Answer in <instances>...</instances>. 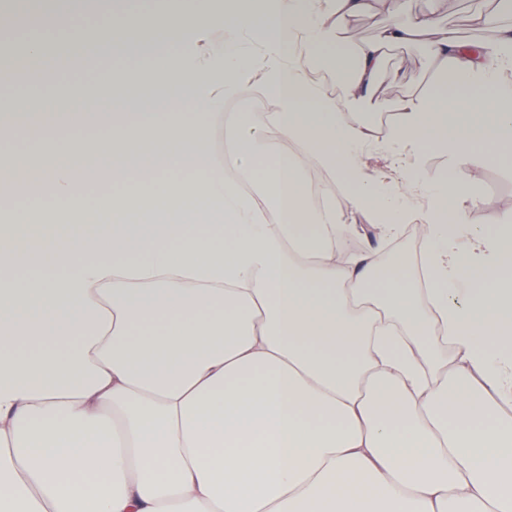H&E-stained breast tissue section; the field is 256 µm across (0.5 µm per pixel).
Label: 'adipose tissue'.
I'll return each mask as SVG.
<instances>
[{
    "label": "adipose tissue",
    "instance_id": "adipose-tissue-1",
    "mask_svg": "<svg viewBox=\"0 0 512 512\" xmlns=\"http://www.w3.org/2000/svg\"><path fill=\"white\" fill-rule=\"evenodd\" d=\"M235 2L216 41L163 0L181 47L149 79L162 115L116 112L60 139L33 97L0 98L29 118L0 124L1 142L109 155L114 186L108 220L84 229L0 223V259L23 272L0 281V512H512V221L469 225L479 198L457 178L460 162L512 155V25L481 45L441 26L442 0H268L270 25L253 29L257 0ZM373 10L389 24L349 46L347 25ZM394 44L425 47L435 80L394 103L383 140L450 161L398 195L363 170L374 128L347 118ZM347 53L343 95L328 96L309 71ZM256 69L276 111L225 124ZM106 85L148 95L122 67ZM310 169L347 183L386 235L425 192L414 277L341 255L346 227L310 203ZM25 177L90 214L76 185L95 169ZM159 208L170 223H149Z\"/></svg>",
    "mask_w": 512,
    "mask_h": 512
}]
</instances>
